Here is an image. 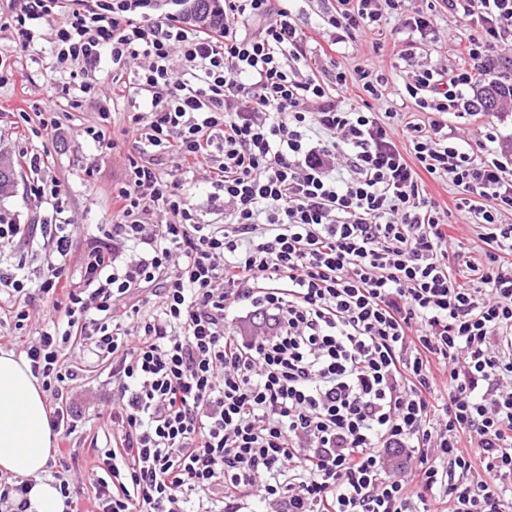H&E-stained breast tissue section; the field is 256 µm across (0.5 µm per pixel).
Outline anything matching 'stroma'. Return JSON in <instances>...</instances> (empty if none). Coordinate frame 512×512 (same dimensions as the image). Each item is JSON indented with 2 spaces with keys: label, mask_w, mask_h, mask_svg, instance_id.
Segmentation results:
<instances>
[{
  "label": "stroma",
  "mask_w": 512,
  "mask_h": 512,
  "mask_svg": "<svg viewBox=\"0 0 512 512\" xmlns=\"http://www.w3.org/2000/svg\"><path fill=\"white\" fill-rule=\"evenodd\" d=\"M334 3L335 0H296L294 4L304 32L312 38L313 74L321 77L334 67L350 69L357 65L383 73L388 84L385 99L378 108L383 112L402 111L410 65L401 59V49L395 46L391 30L398 27L400 15L410 16L414 11L427 8L426 0H402L400 14L389 15L379 30L356 40L344 53L326 54L322 48L329 40V29L323 16ZM19 4L20 0H0V21L5 24L0 30V51L10 55L15 70L12 79L0 84V157L11 158L17 170L14 190L0 197V213L20 226L19 239L0 250V263L7 265L16 257H23L30 276L36 278L46 269L48 247L34 227L49 223L52 210L31 195L32 175L23 162V152L49 150L46 174L65 190L70 220L79 225L81 233H96L98 226L112 221V190L124 181L129 159L135 154L132 140L124 133L133 102L125 99L114 107L109 126L113 148L105 149L94 143L86 129L98 119L96 100L87 98L80 108H71L64 92L70 77L64 71L50 74L47 45L39 42L25 50L17 47L16 33L10 23ZM431 10L440 40L416 50L413 63L438 68L458 65V46L476 34L477 26L448 13L442 0H437ZM49 99L58 104L61 124L54 137L37 138L30 130L18 126L20 113L37 112ZM490 122L496 124L502 141L512 146V111L508 109L493 114L482 112L463 119L452 117L448 127L474 139L480 137ZM9 305L7 294L0 293V350L17 354L21 351V336L36 335L44 328L50 304L43 299L35 300L30 317L20 332L14 327ZM64 396L70 399L78 415V427L70 437L66 461L83 512H93L95 467L102 446L112 434V424L105 414L113 396L109 362L89 360L80 379L70 383Z\"/></svg>",
  "instance_id": "stroma-1"
}]
</instances>
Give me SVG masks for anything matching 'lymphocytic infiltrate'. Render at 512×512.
<instances>
[{
	"mask_svg": "<svg viewBox=\"0 0 512 512\" xmlns=\"http://www.w3.org/2000/svg\"><path fill=\"white\" fill-rule=\"evenodd\" d=\"M477 24L468 62L417 68L418 120L374 108L387 86L362 67L301 78L308 47L289 0H224L219 31L158 0H23L21 48L46 39L80 90L102 58L112 95L88 136L108 142L110 101L137 157L113 192L115 222L67 260L66 194L30 153L47 273L0 267L17 324L34 298L57 320L24 346L53 399L59 442L76 428L63 395L84 356L110 360L119 392L98 512H512V163L496 129L448 135L472 114L480 77L508 65L512 0H442ZM400 0H336L331 49L376 29ZM365 98L346 102L348 86ZM209 168L224 221L209 224L161 169ZM473 214L483 261L448 233L426 179ZM473 277L460 283L450 260ZM148 308H141V300Z\"/></svg>",
	"mask_w": 512,
	"mask_h": 512,
	"instance_id": "obj_1",
	"label": "lymphocytic infiltrate"
}]
</instances>
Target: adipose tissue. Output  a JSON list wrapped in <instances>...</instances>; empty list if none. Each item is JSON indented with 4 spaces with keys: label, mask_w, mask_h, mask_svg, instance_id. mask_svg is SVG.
<instances>
[{
    "label": "adipose tissue",
    "mask_w": 512,
    "mask_h": 512,
    "mask_svg": "<svg viewBox=\"0 0 512 512\" xmlns=\"http://www.w3.org/2000/svg\"><path fill=\"white\" fill-rule=\"evenodd\" d=\"M52 431L41 384L28 362L0 350V472L33 480L29 512H63L53 480L44 476Z\"/></svg>",
    "instance_id": "obj_1"
}]
</instances>
